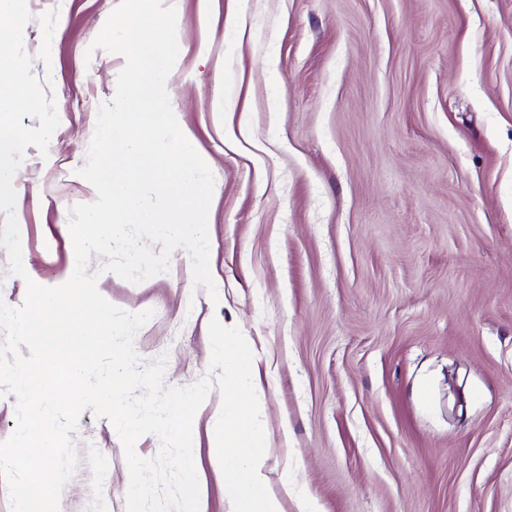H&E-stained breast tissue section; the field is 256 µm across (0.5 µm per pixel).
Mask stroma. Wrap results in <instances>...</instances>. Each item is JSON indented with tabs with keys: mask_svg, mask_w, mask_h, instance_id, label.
I'll list each match as a JSON object with an SVG mask.
<instances>
[{
	"mask_svg": "<svg viewBox=\"0 0 512 512\" xmlns=\"http://www.w3.org/2000/svg\"><path fill=\"white\" fill-rule=\"evenodd\" d=\"M24 50L60 119L14 184L26 277L0 246V299L69 274L78 170L123 57L92 44L120 0H26ZM173 111L210 167L216 295L176 249L116 306L152 310L140 366L209 372L208 326L239 327L262 389L267 487L293 472L318 512H512V0H174ZM58 10L51 61L39 15ZM221 397L193 422L200 512H232L214 447ZM60 512H126L129 473L84 411Z\"/></svg>",
	"mask_w": 512,
	"mask_h": 512,
	"instance_id": "1",
	"label": "stroma"
}]
</instances>
